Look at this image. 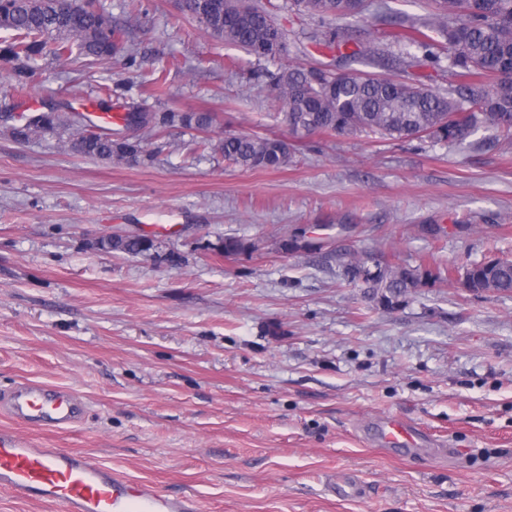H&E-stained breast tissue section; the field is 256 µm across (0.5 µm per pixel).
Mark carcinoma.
I'll return each mask as SVG.
<instances>
[{
  "instance_id": "1",
  "label": "carcinoma",
  "mask_w": 512,
  "mask_h": 512,
  "mask_svg": "<svg viewBox=\"0 0 512 512\" xmlns=\"http://www.w3.org/2000/svg\"><path fill=\"white\" fill-rule=\"evenodd\" d=\"M308 15L322 21L326 31L307 39L316 46L336 50L349 61L374 57L380 48L373 42L342 52L336 22L361 17L366 0H292ZM282 6L272 0H181V12L212 37L245 50L256 60L275 59L285 51V32L275 13ZM394 45L404 48L402 63L423 57L448 60L453 83L436 92L422 83L400 77L346 74L339 69L298 64L275 71L261 69L255 78L269 85L282 108L283 122L297 138L312 134L353 136L378 134L391 140L426 139L452 148L466 143L479 130L493 128L512 144V0H433V10L422 21L400 20ZM0 29L12 32L0 55L15 63L9 85L21 92L30 75L28 63L43 55L69 57L73 51L86 58L112 56L127 36L97 0H0ZM217 122L211 112L171 110L152 127L180 126L200 133L195 149L218 152L224 160L251 168L279 170L292 161L297 146L269 135L226 134L219 141L205 136ZM48 128L15 126L11 137L26 142L46 131L67 136L69 148L84 157L114 161L137 158L141 143L83 128L75 135L66 114H47ZM146 236H129L117 244L101 239V247L132 256L155 250ZM448 274L472 293L512 294V259L466 261L450 264L446 271L422 273L367 254L343 264V276L362 284L372 297L389 302L423 288Z\"/></svg>"
}]
</instances>
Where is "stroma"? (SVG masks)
I'll return each instance as SVG.
<instances>
[{
	"label": "stroma",
	"instance_id": "stroma-1",
	"mask_svg": "<svg viewBox=\"0 0 512 512\" xmlns=\"http://www.w3.org/2000/svg\"><path fill=\"white\" fill-rule=\"evenodd\" d=\"M100 2L127 29L126 51L37 58L20 95L0 62V395L37 380L85 400L69 430L2 415L0 429L196 495L203 512H512V294L439 280L385 306L342 275L361 252L422 270L511 256L512 146L490 129L452 150L315 134L288 167L262 170L193 152L179 127L157 137L115 124L144 147L121 162L54 134L13 141L1 115L21 117L29 99L39 112H213V139H287L250 72L334 58L302 44L314 16L280 12L286 52L261 64L177 0H144L139 15ZM369 10L339 33L384 53L345 69L397 73L389 21L425 17L430 2ZM115 234L157 248H95ZM228 237L248 251L224 256ZM289 239L299 247L286 253ZM385 415L449 455L379 449L368 429ZM336 473L357 475L361 498L332 493Z\"/></svg>",
	"mask_w": 512,
	"mask_h": 512
}]
</instances>
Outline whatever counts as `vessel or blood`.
Here are the masks:
<instances>
[{
	"instance_id": "b4317fda",
	"label": "vessel or blood",
	"mask_w": 512,
	"mask_h": 512,
	"mask_svg": "<svg viewBox=\"0 0 512 512\" xmlns=\"http://www.w3.org/2000/svg\"><path fill=\"white\" fill-rule=\"evenodd\" d=\"M84 405L73 391L30 381L0 399V410L28 424L64 429L78 422ZM374 441L390 450L418 452V428L381 417ZM0 489L26 502L56 504L59 512H200L197 498L134 482L85 452L44 448L14 430H0Z\"/></svg>"
}]
</instances>
